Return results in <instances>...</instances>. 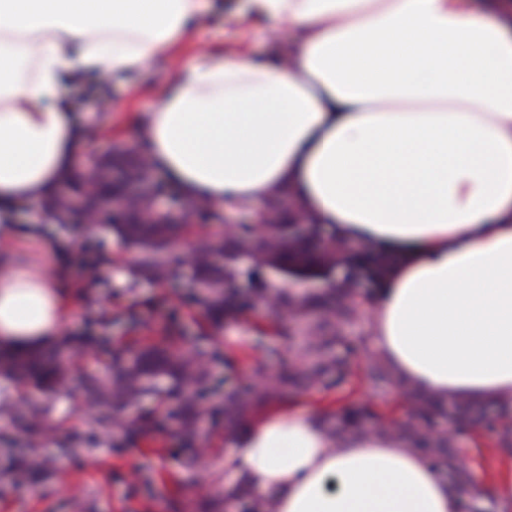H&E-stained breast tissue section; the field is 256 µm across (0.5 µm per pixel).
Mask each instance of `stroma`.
I'll return each instance as SVG.
<instances>
[{
  "label": "stroma",
  "instance_id": "stroma-1",
  "mask_svg": "<svg viewBox=\"0 0 512 512\" xmlns=\"http://www.w3.org/2000/svg\"><path fill=\"white\" fill-rule=\"evenodd\" d=\"M238 0H213V8L173 45L155 56L142 72L107 82L79 78L67 92L85 136L79 161L111 156L114 148L139 147L140 118L160 102L168 86L185 76L199 61L201 52L220 55L246 50L258 55L283 56L287 44L274 39L261 25L238 20L232 7ZM199 228L190 225L172 246V277L156 283L134 279L127 264L135 257L125 249L111 228L95 227L85 236L80 224H49L39 243H17V259L57 276L74 298L75 313L64 334L86 329L103 336L110 345L159 342L165 327L177 335L176 347L184 352L206 348L200 340V316L191 298L195 292L186 252L195 244ZM142 321L133 329L131 317ZM256 335L247 323L223 331L217 346L234 353L242 370L254 361L267 362L269 372L285 366L283 359L256 348ZM45 400V420L56 436L77 432L79 450L64 461L60 470L37 487L10 488L0 492V512H197L205 495L223 492L235 476L227 461L233 454L223 433L203 434L202 446L209 451L205 470L183 467L175 454V431L154 436L141 447L115 451L105 443L92 421L94 409L84 398L65 394L43 399L40 392L26 390L16 382L0 378V452L27 448L26 432L12 421L23 399ZM164 483L173 498L157 495L147 478Z\"/></svg>",
  "mask_w": 512,
  "mask_h": 512
}]
</instances>
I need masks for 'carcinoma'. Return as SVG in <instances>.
I'll list each match as a JSON object with an SVG mask.
<instances>
[{"mask_svg": "<svg viewBox=\"0 0 512 512\" xmlns=\"http://www.w3.org/2000/svg\"><path fill=\"white\" fill-rule=\"evenodd\" d=\"M124 165L128 178L143 184L153 180V171L125 160L115 150L106 167ZM177 225L171 217L151 214L139 224H114L112 230L137 257L131 268L137 279L160 281L170 275V239ZM321 238L317 224L297 230L293 224H266L253 236L205 235L196 248L192 265L197 284L194 302L205 320V337L219 333L227 324L240 323L257 314L271 294V277L283 282L272 310L274 334L288 345V369L278 373L274 384L249 382L224 388L219 404L202 414L197 396L203 394L211 363L220 358L229 376L237 375L238 359L216 350L197 351L192 357L174 354L167 347L126 345L108 353L103 372L80 378L81 387L97 402L95 422L105 441L114 448H137L154 432L175 428L188 468L206 466L197 453L202 427L224 428V441L233 442L243 424L271 407H290L303 394L320 390L326 394L346 389L355 376L353 364L360 358L364 337L348 327L358 320L359 307L349 288H335L322 295L310 292L298 297L290 283L328 279L336 263L346 265L353 279L374 276L377 262L366 251L336 253L318 250ZM250 288L237 287L243 274ZM100 353L99 338L89 333L72 334L48 350L0 354V376L30 385L52 396L71 386V364L83 356ZM361 380L369 391L384 397L405 390L409 401L399 433L384 426L386 418L376 405L348 399L334 410L319 415L322 431L331 444L375 434L418 451L448 480L463 512H512V498L503 496L492 483L482 482L462 457L484 456L486 443L493 445L502 460L512 459V396L489 401L433 394L412 381L399 377L385 359L368 354L361 366ZM147 396L156 405L138 422L126 420L125 409L141 404ZM46 407L32 405L16 419L29 437L26 453L0 455V488L27 486L52 475L61 459L79 447L78 435L55 441L56 452L47 454L41 445L49 436L44 423ZM274 495L257 494L239 480L224 487V494L206 496L200 512H276Z\"/></svg>", "mask_w": 512, "mask_h": 512, "instance_id": "cac0c4a2", "label": "carcinoma"}]
</instances>
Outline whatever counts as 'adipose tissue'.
<instances>
[{
	"instance_id": "1",
	"label": "adipose tissue",
	"mask_w": 512,
	"mask_h": 512,
	"mask_svg": "<svg viewBox=\"0 0 512 512\" xmlns=\"http://www.w3.org/2000/svg\"><path fill=\"white\" fill-rule=\"evenodd\" d=\"M211 0H0V210L48 195L83 135L75 74L144 69ZM275 61L205 55L146 114L144 153L189 199L260 209L290 192L382 260L369 348L433 393L512 395V0H242ZM75 306L0 276V352L49 346ZM230 464L278 512H459L420 453L331 449L317 417L246 426Z\"/></svg>"
}]
</instances>
